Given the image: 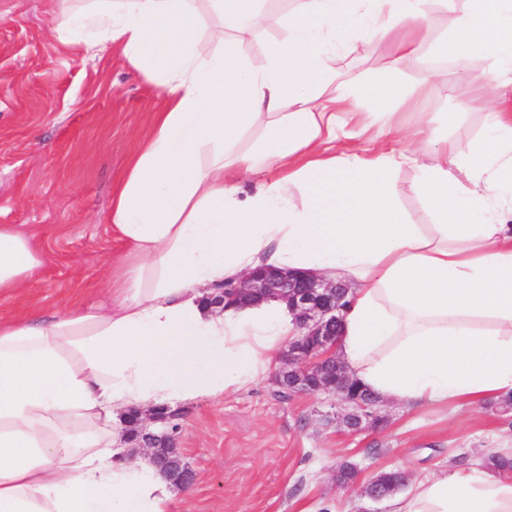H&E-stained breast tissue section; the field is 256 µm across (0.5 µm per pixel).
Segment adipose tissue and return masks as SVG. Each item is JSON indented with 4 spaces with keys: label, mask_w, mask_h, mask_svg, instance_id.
<instances>
[{
    "label": "adipose tissue",
    "mask_w": 512,
    "mask_h": 512,
    "mask_svg": "<svg viewBox=\"0 0 512 512\" xmlns=\"http://www.w3.org/2000/svg\"><path fill=\"white\" fill-rule=\"evenodd\" d=\"M63 41L116 45L168 99L112 197L127 250L107 303L73 300L0 320V512H168L150 456L129 462L118 412L236 392L270 377L297 327L271 299L224 312L207 289L260 265L346 282L337 354L382 400L413 406L512 392V0H300L262 63L240 35L259 0H60ZM454 14L449 53L482 57L491 135L449 143L457 112L404 125L406 98L327 59L356 32L411 54L432 7ZM207 39V53L197 49ZM390 134L370 155L324 154L343 125ZM424 137L427 156L410 150ZM429 221L409 223L396 179ZM266 179L254 193L240 179ZM298 189L293 205L289 188ZM46 263L32 234L0 225V296ZM390 512H512V472L455 469L413 480Z\"/></svg>",
    "instance_id": "1"
}]
</instances>
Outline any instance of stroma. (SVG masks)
Segmentation results:
<instances>
[{
	"mask_svg": "<svg viewBox=\"0 0 512 512\" xmlns=\"http://www.w3.org/2000/svg\"><path fill=\"white\" fill-rule=\"evenodd\" d=\"M56 0H0V224L33 234L49 260L21 292L0 298V317L31 305L58 308L74 288L87 303L126 250L107 215L131 156L166 108L157 77L137 69L119 50L81 52L58 36ZM453 16L428 15L429 34L419 51L401 57L385 42L360 34L339 46L330 64L366 83L394 80L415 88L431 75L435 45L452 31ZM488 61L457 65V95H421L400 107L454 110L465 101L452 141L483 138L485 106L477 80ZM327 399L278 397L272 382L216 398L174 404L176 446L197 474L173 489L170 512H388L386 502L362 488L379 471L402 468L424 478L450 471L463 454L470 465L500 448H512V411L496 399L414 408L385 404L381 429L352 434L323 421ZM359 469L342 485L341 463Z\"/></svg>",
	"mask_w": 512,
	"mask_h": 512,
	"instance_id": "1",
	"label": "stroma"
}]
</instances>
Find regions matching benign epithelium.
<instances>
[{
  "label": "benign epithelium",
  "mask_w": 512,
  "mask_h": 512,
  "mask_svg": "<svg viewBox=\"0 0 512 512\" xmlns=\"http://www.w3.org/2000/svg\"><path fill=\"white\" fill-rule=\"evenodd\" d=\"M350 288L315 275L284 274L257 268L238 281H224L205 297L213 310L232 304H251L277 298L288 304L298 327L297 336L279 357L274 383L289 395H323L331 399L326 421L359 433L382 420L380 401L349 396L352 380L338 363L337 344L341 336L343 312ZM140 430L134 437L137 452L151 456L154 464L175 487L185 488L195 481V473L182 460L171 463L174 414L159 407L146 414H133Z\"/></svg>",
  "instance_id": "obj_1"
}]
</instances>
